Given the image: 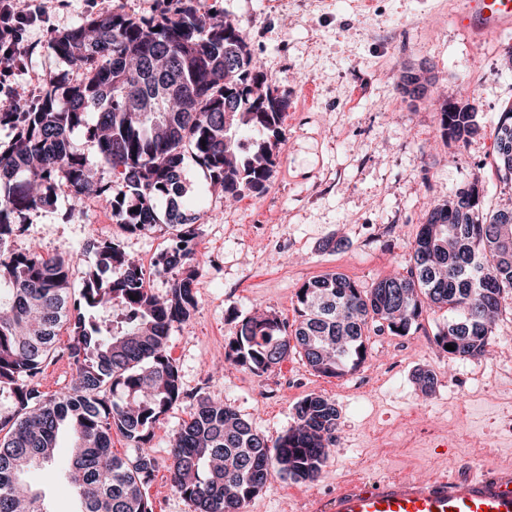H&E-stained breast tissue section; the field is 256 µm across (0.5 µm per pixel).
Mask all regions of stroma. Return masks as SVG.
Instances as JSON below:
<instances>
[{
	"label": "stroma",
	"mask_w": 512,
	"mask_h": 512,
	"mask_svg": "<svg viewBox=\"0 0 512 512\" xmlns=\"http://www.w3.org/2000/svg\"><path fill=\"white\" fill-rule=\"evenodd\" d=\"M203 11L228 14L244 26L251 53L288 102L284 139L268 189L227 203L213 195L198 224V307L174 325L169 351L183 399L154 428L156 471L145 488L153 512H192L170 482V438L194 410L197 397H220L253 426L276 439L293 421L295 404L324 394L340 413L336 449L314 483L274 479L245 512H322L337 485L363 478H420L512 469V374L498 366L512 357V296L493 330L491 352L482 359L450 360L435 342L440 317L427 312L407 336L370 332L364 365L347 377L325 378L293 356L257 375L232 365L213 369L236 336L242 318L261 308L280 320L298 317L296 293L307 280L340 273L363 287L405 272L409 244L428 210L473 182L484 187L483 206L512 205V184L498 178L493 132L512 105V68L503 64L512 35L479 41L464 28L453 0H200ZM48 25L32 28L18 49L28 60L12 84L38 98L49 76L68 63L49 46L51 33L116 9L159 15L162 0H42ZM428 70L427 97L413 101L397 84L406 70ZM449 98L478 105L477 135L467 143L445 138L439 108ZM11 241L14 250L38 246L44 253L77 257L74 282L93 263L88 241L119 242L150 273L149 286L165 295L170 278L153 274L169 243L166 231L128 232L112 205L92 199L72 211L59 195L51 210L26 214ZM339 241L328 250L326 242ZM68 330L45 367L41 389L69 387L73 366L66 355ZM438 377L423 394L418 369ZM70 438L61 433L54 461L32 471L51 512H75L64 478Z\"/></svg>",
	"instance_id": "stroma-1"
}]
</instances>
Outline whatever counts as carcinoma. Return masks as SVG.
Segmentation results:
<instances>
[{
	"mask_svg": "<svg viewBox=\"0 0 512 512\" xmlns=\"http://www.w3.org/2000/svg\"><path fill=\"white\" fill-rule=\"evenodd\" d=\"M216 16L193 0H166L158 18L108 12L85 19L55 33L50 45L89 78L63 87L51 76L32 105L19 86L9 111L0 112V128L10 131L0 147V512H48L26 477L54 459L64 427L73 434L66 473L79 512H152L144 494L156 468L152 428L183 397L169 333L198 305L197 221L206 191L190 201L194 213L181 209L185 155L224 196L261 194L288 107L240 24L216 23ZM439 123L457 142L476 131L475 113L450 99ZM79 129L98 164L74 149ZM493 150L497 172L512 183V106L501 112ZM100 166L112 168L116 181H103ZM60 191L76 203L110 199L112 215L132 232L171 230L172 243L154 264L155 273L171 276L165 298L112 240L92 245L94 270L78 298L73 260L9 249L22 228L17 218L53 207ZM482 197L476 181L434 204L410 245L406 273L368 288L339 273L314 277L299 288L292 329L273 314L245 316L225 360L265 373L297 354L316 374L341 379L365 363L369 328L407 336L428 308L447 314L436 342L454 347L449 358L483 357L512 293V222L505 221L512 208L485 214ZM64 324L73 383L47 395L40 376ZM437 382L430 369L416 375L426 394ZM339 418L335 401L309 394L271 443L224 401L201 396L172 437L171 482L193 512H243L276 476L318 480ZM114 429L133 455L113 454Z\"/></svg>",
	"mask_w": 512,
	"mask_h": 512,
	"instance_id": "obj_1",
	"label": "carcinoma"
}]
</instances>
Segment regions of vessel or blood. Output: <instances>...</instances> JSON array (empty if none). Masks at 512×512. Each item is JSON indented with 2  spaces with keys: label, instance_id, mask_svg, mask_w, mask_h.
Listing matches in <instances>:
<instances>
[{
  "label": "vessel or blood",
  "instance_id": "1",
  "mask_svg": "<svg viewBox=\"0 0 512 512\" xmlns=\"http://www.w3.org/2000/svg\"><path fill=\"white\" fill-rule=\"evenodd\" d=\"M460 14L476 37L512 29V0H461ZM327 512H512V470L467 476L439 474L421 482L352 478L339 484Z\"/></svg>",
  "mask_w": 512,
  "mask_h": 512
}]
</instances>
